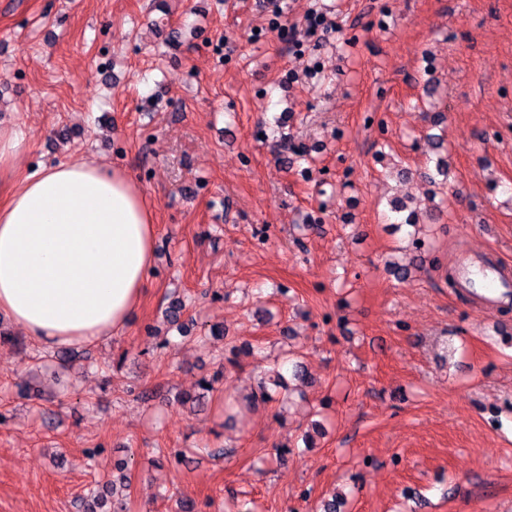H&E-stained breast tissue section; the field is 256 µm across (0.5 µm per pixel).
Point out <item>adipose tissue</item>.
<instances>
[{
    "instance_id": "obj_1",
    "label": "adipose tissue",
    "mask_w": 512,
    "mask_h": 512,
    "mask_svg": "<svg viewBox=\"0 0 512 512\" xmlns=\"http://www.w3.org/2000/svg\"><path fill=\"white\" fill-rule=\"evenodd\" d=\"M151 205L126 173L57 162L0 199V315L61 350L123 328L152 265Z\"/></svg>"
}]
</instances>
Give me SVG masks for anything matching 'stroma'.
Masks as SVG:
<instances>
[{"label": "stroma", "mask_w": 512, "mask_h": 512, "mask_svg": "<svg viewBox=\"0 0 512 512\" xmlns=\"http://www.w3.org/2000/svg\"><path fill=\"white\" fill-rule=\"evenodd\" d=\"M277 2L282 33L259 0H0V122L29 141L0 195L95 161L157 226L129 324L69 368L0 317V512H81L123 460L126 512H317L337 491L344 512H512V310L396 279L381 214L433 209L438 135L441 259L512 271V0ZM289 349L304 398L225 424L223 397ZM206 381L203 410L177 402Z\"/></svg>", "instance_id": "stroma-1"}]
</instances>
